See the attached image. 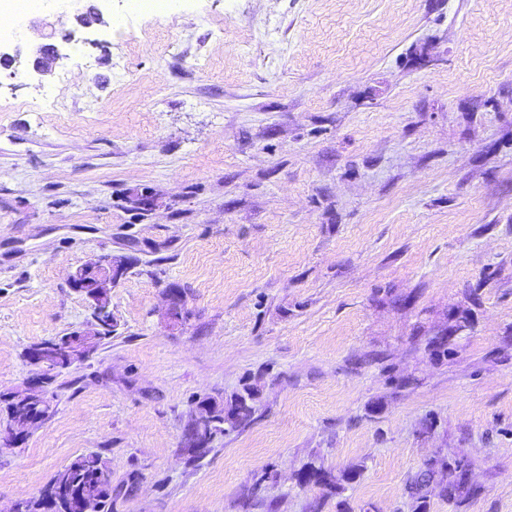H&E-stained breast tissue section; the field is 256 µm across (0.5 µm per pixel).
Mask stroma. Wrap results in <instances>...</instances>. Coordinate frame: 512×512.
Instances as JSON below:
<instances>
[{"label":"stroma","instance_id":"obj_1","mask_svg":"<svg viewBox=\"0 0 512 512\" xmlns=\"http://www.w3.org/2000/svg\"><path fill=\"white\" fill-rule=\"evenodd\" d=\"M168 2L35 10L10 48L64 58L0 67V394L89 318L75 268L132 262L0 447V512L87 453L112 512H512V0ZM247 383L253 421L193 457L195 400ZM63 46L52 42L36 46L29 54L32 68L30 71L38 75H46L52 64H55L63 56ZM46 56L49 57L48 61ZM129 268L128 258L104 254L90 258L75 269L70 276V285L87 301L90 319L65 336L30 346L25 357L32 375L25 383V392H11L9 395L17 402H27L33 397L49 402L48 387L56 378L55 375L94 354L92 336L97 339V347L112 336V319L98 326V336L96 324L99 318L112 315L111 288L125 277ZM48 418V414L28 419L24 424L18 425L9 421L6 424H0V445L5 448H13L22 443V429L26 426H36L39 427L42 425L45 420Z\"/></svg>","mask_w":512,"mask_h":512}]
</instances>
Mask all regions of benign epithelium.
I'll return each mask as SVG.
<instances>
[{
  "instance_id": "7a95c632",
  "label": "benign epithelium",
  "mask_w": 512,
  "mask_h": 512,
  "mask_svg": "<svg viewBox=\"0 0 512 512\" xmlns=\"http://www.w3.org/2000/svg\"><path fill=\"white\" fill-rule=\"evenodd\" d=\"M79 0H69L68 7L73 9L75 18L82 19V26L89 29L104 24V12L96 9L91 19L84 18L78 7ZM63 56V46L52 42L36 46L29 54L31 71L38 75L48 73L52 64ZM130 268L129 260L123 256L114 257L110 254L99 255L85 261L70 276V285L84 296L91 317L80 328L65 336H57L41 344L30 346L26 353V361L31 367L32 375L25 383V391L13 392L11 396L18 402H26L33 397L49 401L48 387L55 376L62 371L81 363L94 354L92 344L96 335L98 319L112 315L111 288L117 285ZM168 318L173 323L183 319L184 303L178 288L168 289ZM47 416L31 418L25 422L27 426L42 425ZM23 425V426H25ZM23 426L8 422L0 424V445L13 448L22 443ZM191 431L193 447L202 451L210 447L208 436L203 431V417L197 413L187 426Z\"/></svg>"
}]
</instances>
